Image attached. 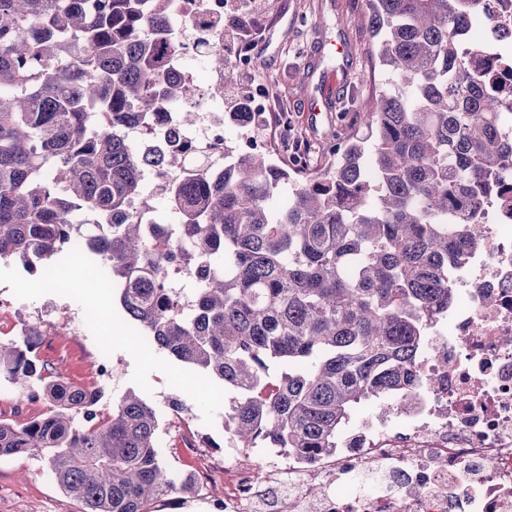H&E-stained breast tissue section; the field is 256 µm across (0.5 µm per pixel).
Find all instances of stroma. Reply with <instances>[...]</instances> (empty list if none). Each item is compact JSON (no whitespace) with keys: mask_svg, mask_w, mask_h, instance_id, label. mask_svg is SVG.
I'll list each match as a JSON object with an SVG mask.
<instances>
[{"mask_svg":"<svg viewBox=\"0 0 512 512\" xmlns=\"http://www.w3.org/2000/svg\"><path fill=\"white\" fill-rule=\"evenodd\" d=\"M364 0H276L274 11L260 10L256 43L247 54L251 72L270 88L273 114L267 133L279 135L275 114H290L296 132L309 141L314 167L327 165L326 136L336 128L342 111L358 112L373 87L385 79L372 57L366 34L347 24L360 13ZM336 72L338 82L325 89L323 77ZM319 116H312V104ZM0 296L23 313L53 317L58 326L42 337L37 357L53 377L70 385H101L104 407L132 391L149 403L160 423L158 447L164 462L176 472H189L206 486L205 496L176 493L153 502L150 512H209L207 499L224 496L223 480L208 481L209 461L232 456L237 445L227 429L228 396L222 388H191L193 372L167 351L139 349L133 329L123 328L124 313L115 290L43 287L40 272L21 263L0 261ZM109 356L115 377L100 382L97 365ZM182 400L187 412H176L173 400ZM77 501L65 494L48 475L40 456L0 458V512H80Z\"/></svg>","mask_w":512,"mask_h":512,"instance_id":"35a3bbf8","label":"stroma"}]
</instances>
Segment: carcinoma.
<instances>
[{
    "instance_id": "1",
    "label": "carcinoma",
    "mask_w": 512,
    "mask_h": 512,
    "mask_svg": "<svg viewBox=\"0 0 512 512\" xmlns=\"http://www.w3.org/2000/svg\"><path fill=\"white\" fill-rule=\"evenodd\" d=\"M174 5L0 0V260H45L42 281L56 286L65 249L85 239L112 271L125 320L236 393L239 444L313 459L336 448L358 406L417 401V362L452 301L448 262L480 248L459 215L478 212L486 176L512 159L499 129L512 95L474 72L478 48L462 43L479 0H365L348 22L367 30L389 83L336 160L302 172L253 151L215 177L180 149L153 158L125 137L126 124L196 96L170 76ZM202 55L224 86L237 82L220 48ZM152 163L196 167L164 188L174 224L126 216ZM282 184L292 196L274 211ZM77 210L99 223H70ZM174 265L194 274L193 295L169 285ZM39 341L32 326L0 342V380L52 406L27 423L0 420V458L46 456L82 512H149L197 492L193 474L165 466L151 404L128 392L103 408L102 389L49 378Z\"/></svg>"
}]
</instances>
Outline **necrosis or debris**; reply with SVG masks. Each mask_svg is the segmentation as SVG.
Here are the masks:
<instances>
[{"label":"necrosis or debris","mask_w":512,"mask_h":512,"mask_svg":"<svg viewBox=\"0 0 512 512\" xmlns=\"http://www.w3.org/2000/svg\"><path fill=\"white\" fill-rule=\"evenodd\" d=\"M488 22L470 21V40L485 45L479 66L500 86L512 84V0H485ZM230 0H177L169 25L181 39L172 61L192 81L187 59L200 57ZM224 78L210 71L199 85L191 124L182 103L168 106L151 130L127 128L143 152L187 145L224 169ZM481 248L451 267L454 301L431 330L418 363L416 404L370 409L347 424L333 452L313 460L275 448L266 492L240 449L224 465L228 484L214 512H512V179L486 199L471 226Z\"/></svg>","instance_id":"obj_1"}]
</instances>
